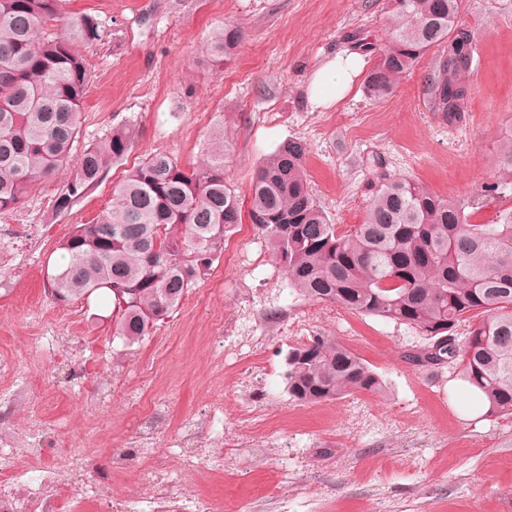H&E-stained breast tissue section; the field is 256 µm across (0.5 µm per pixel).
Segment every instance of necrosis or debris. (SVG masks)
<instances>
[{"label":"necrosis or debris","instance_id":"obj_1","mask_svg":"<svg viewBox=\"0 0 512 512\" xmlns=\"http://www.w3.org/2000/svg\"><path fill=\"white\" fill-rule=\"evenodd\" d=\"M33 387L26 359H0V512H215L193 482L200 466L224 460L223 409L175 421L165 449L160 434L172 419L169 408L136 397L134 436L117 460L138 469L140 494L112 495L111 481L98 479L74 496L67 477L92 469L95 451L60 442L36 414L16 422V411L33 403Z\"/></svg>","mask_w":512,"mask_h":512}]
</instances>
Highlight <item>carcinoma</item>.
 I'll use <instances>...</instances> for the list:
<instances>
[{
  "instance_id": "1",
  "label": "carcinoma",
  "mask_w": 512,
  "mask_h": 512,
  "mask_svg": "<svg viewBox=\"0 0 512 512\" xmlns=\"http://www.w3.org/2000/svg\"><path fill=\"white\" fill-rule=\"evenodd\" d=\"M388 45L365 78L376 102L393 92L430 48H441L429 77V109L453 123L467 111L473 37L460 23L463 0H392ZM66 0H0V212L17 208L36 183L73 166L53 209L69 210L128 150L132 134L112 131L71 164L88 73L76 43L100 40L97 19L66 18ZM68 19L70 37L50 33ZM238 28L212 31L210 56L231 58ZM306 148L283 143L257 169L248 216L285 269L288 286L312 300L418 330L426 343L414 365L460 368L486 415L512 416V220L472 224L463 205L411 179L379 186L364 221L339 232L308 183ZM242 206L224 179V131L207 161L185 169L156 153L113 189L112 207L76 226L60 244L64 262L47 274L54 300L112 297L114 336L132 346L208 275ZM482 316L469 335L457 327ZM286 389L300 403L379 394L382 377L331 336H313L286 358Z\"/></svg>"
}]
</instances>
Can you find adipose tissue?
<instances>
[{
  "label": "adipose tissue",
  "mask_w": 512,
  "mask_h": 512,
  "mask_svg": "<svg viewBox=\"0 0 512 512\" xmlns=\"http://www.w3.org/2000/svg\"><path fill=\"white\" fill-rule=\"evenodd\" d=\"M364 64L361 54L340 52L315 72L309 89L313 107H329L341 100L353 88Z\"/></svg>",
  "instance_id": "1"
}]
</instances>
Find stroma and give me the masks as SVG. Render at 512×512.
<instances>
[{
	"instance_id": "stroma-1",
	"label": "stroma",
	"mask_w": 512,
	"mask_h": 512,
	"mask_svg": "<svg viewBox=\"0 0 512 512\" xmlns=\"http://www.w3.org/2000/svg\"><path fill=\"white\" fill-rule=\"evenodd\" d=\"M70 16H94L100 40L82 46L88 89L77 149L127 129L124 158L67 212L53 209L67 172L30 187L22 204L0 213V355L35 362L56 398L47 412L62 439L82 437L84 410L102 374L119 384L101 417L94 473L112 491L139 489L135 474L110 468L132 434L129 390L166 399L174 416L223 404L224 470L202 469L197 490L224 499V512H512V417H490L478 397L459 399L456 367L408 363L421 346L413 328L307 299L289 288L282 266L251 222L224 241L206 278L157 321L140 344L112 331L102 294L56 302L46 272L60 241L112 205L113 188L146 156L164 153L200 164L211 133L224 130V176L248 199L256 168L281 144L306 145L305 168L328 223H362L380 182L410 178L468 205L474 224H496L512 209V184L499 160L512 145V0H463L461 22L481 45L461 121L427 105L439 50L420 58L383 101L355 87L315 109L314 72L337 52L357 48L374 62L389 38L388 0H68ZM238 27L233 60L212 65L211 32ZM499 189L487 193L486 185ZM287 320L282 335L269 329ZM65 337L62 363L40 337ZM242 339L239 354L214 370L215 338ZM333 336L353 348L385 383L376 395L301 405L284 374L289 347ZM266 407L263 429L232 415L246 400Z\"/></svg>"
}]
</instances>
